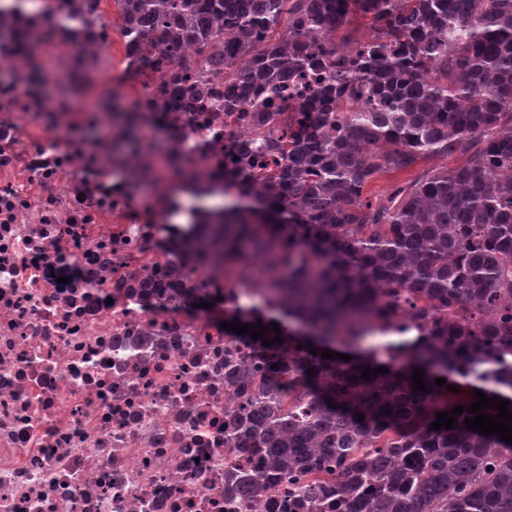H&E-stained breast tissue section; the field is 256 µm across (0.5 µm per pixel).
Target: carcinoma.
<instances>
[{
    "label": "carcinoma",
    "mask_w": 512,
    "mask_h": 512,
    "mask_svg": "<svg viewBox=\"0 0 512 512\" xmlns=\"http://www.w3.org/2000/svg\"><path fill=\"white\" fill-rule=\"evenodd\" d=\"M114 2L121 34H139L150 63L192 45L199 67L228 68L226 112L242 106L241 81L276 90L310 74L318 87L316 117L302 104L269 140L280 161L239 160L262 212L208 210L189 243L226 272L263 263L281 315L318 349L286 389L266 366L235 375L250 393L235 410L233 447L261 450L259 466L235 478L247 499L286 482L316 509L334 482L349 512H512V444L467 429L466 411L454 428L431 429L477 390L511 402L512 414V0ZM353 14L373 36L334 60L314 56ZM282 23L288 34L277 37ZM29 25L18 16L13 42L33 86L42 72ZM423 155L465 161L367 195L379 175ZM400 317L427 326L405 347V368L372 351L321 358L337 329L353 349L371 319ZM368 367L388 372L366 380ZM416 367L424 391L412 388ZM448 374L481 386L435 384Z\"/></svg>",
    "instance_id": "cac0c4a2"
}]
</instances>
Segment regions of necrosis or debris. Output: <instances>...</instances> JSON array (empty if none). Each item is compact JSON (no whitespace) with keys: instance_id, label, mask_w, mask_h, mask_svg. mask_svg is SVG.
Returning <instances> with one entry per match:
<instances>
[{"instance_id":"4bbe7bcc","label":"necrosis or debris","mask_w":512,"mask_h":512,"mask_svg":"<svg viewBox=\"0 0 512 512\" xmlns=\"http://www.w3.org/2000/svg\"><path fill=\"white\" fill-rule=\"evenodd\" d=\"M184 47L161 69L132 53L126 101L145 146L118 148L99 113L45 112L18 75L0 82V512H247L228 481L256 449L231 447L234 389L224 357L306 363L225 323L256 324L271 288L214 276L186 255L182 176L221 175L241 197L242 151L260 149L247 112H225L224 75L203 104L170 105L165 86L195 65Z\"/></svg>"}]
</instances>
